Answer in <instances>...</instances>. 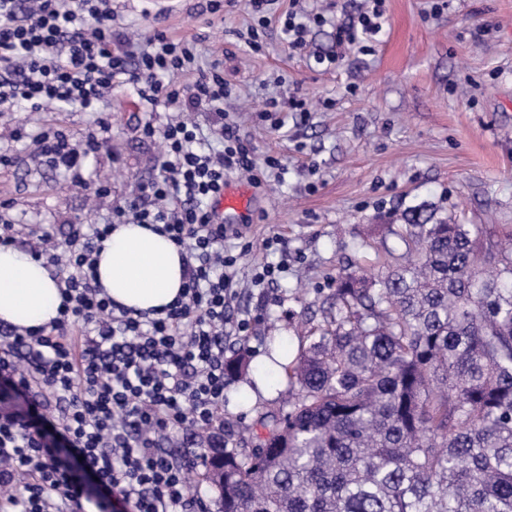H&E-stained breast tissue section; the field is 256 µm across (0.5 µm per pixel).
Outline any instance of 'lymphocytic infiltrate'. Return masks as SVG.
I'll list each match as a JSON object with an SVG mask.
<instances>
[{"instance_id": "obj_1", "label": "lymphocytic infiltrate", "mask_w": 512, "mask_h": 512, "mask_svg": "<svg viewBox=\"0 0 512 512\" xmlns=\"http://www.w3.org/2000/svg\"><path fill=\"white\" fill-rule=\"evenodd\" d=\"M336 28V40L372 41L382 32L385 0ZM112 0H0V106L41 112L54 104L97 113L82 146L56 126L36 139L47 165L84 184L85 160L104 143L109 116L100 105L116 85L132 87L148 108L179 117L163 127L158 176L112 211L108 224L72 225L65 248L47 230L20 233L0 223V244H19L63 270L62 301L49 325H0V512H67L94 498L99 512H201L190 491L188 455L163 446L169 430L209 431L224 409L226 346L250 321H228L239 257L211 202L230 173L257 175L251 146L236 125L217 138L190 118L223 112L229 90L220 58L195 63L190 44L153 30L135 58L116 53ZM142 224L185 250L182 293L162 311L135 312L112 302L96 279L114 225ZM80 325L83 340L69 330ZM56 394L55 407L39 390Z\"/></svg>"}]
</instances>
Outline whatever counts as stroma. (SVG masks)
<instances>
[{
	"mask_svg": "<svg viewBox=\"0 0 512 512\" xmlns=\"http://www.w3.org/2000/svg\"><path fill=\"white\" fill-rule=\"evenodd\" d=\"M201 2L171 0L157 16L140 0H112V12L116 30L156 28L196 43L203 60L223 59L232 90L224 112H198L194 121L205 130L222 118L235 123L257 162L274 156L285 168L279 177L264 169L252 187L257 203L239 227L249 249L236 267L233 313L252 318L241 345L253 370L228 378L224 389L222 439L231 450L241 426L287 410L288 386L267 357L274 347L296 352L297 327L327 308L355 243H379V225L400 223L422 204L465 224H512V0H386L383 30L364 53L337 45L335 23L355 18L365 0H277L264 27L245 0L206 15ZM296 5L331 18L308 28L301 56L289 51L279 23ZM253 28L263 44L258 53L246 43ZM335 53L338 65H325ZM293 96L306 101L307 119L268 112L270 102ZM108 109L106 143L83 171L88 180H109L92 211L89 188L43 164L30 140L14 139L19 127L48 124L78 142L92 113L53 106L33 118L21 107L0 112V149L15 158L0 166V211L19 224L48 225L61 244L70 224L107 223L157 171L160 146L142 136V125L172 116L162 107L148 112L128 86L115 87ZM277 119L282 128H274ZM270 261L283 273L254 285L255 269Z\"/></svg>",
	"mask_w": 512,
	"mask_h": 512,
	"instance_id": "1",
	"label": "stroma"
}]
</instances>
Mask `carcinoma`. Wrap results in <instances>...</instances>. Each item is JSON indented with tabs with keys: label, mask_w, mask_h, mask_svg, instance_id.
<instances>
[{
	"label": "carcinoma",
	"mask_w": 512,
	"mask_h": 512,
	"mask_svg": "<svg viewBox=\"0 0 512 512\" xmlns=\"http://www.w3.org/2000/svg\"><path fill=\"white\" fill-rule=\"evenodd\" d=\"M402 220L278 363L292 400L266 436L201 449L219 512H512V225Z\"/></svg>",
	"instance_id": "obj_1"
}]
</instances>
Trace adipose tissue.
<instances>
[{
  "mask_svg": "<svg viewBox=\"0 0 512 512\" xmlns=\"http://www.w3.org/2000/svg\"><path fill=\"white\" fill-rule=\"evenodd\" d=\"M183 251L140 224H120L103 244L97 279L115 303L136 311L171 304L183 285ZM60 290L48 269L13 247H0V322L40 327L57 315Z\"/></svg>",
  "mask_w": 512,
  "mask_h": 512,
  "instance_id": "obj_1",
  "label": "adipose tissue"
}]
</instances>
